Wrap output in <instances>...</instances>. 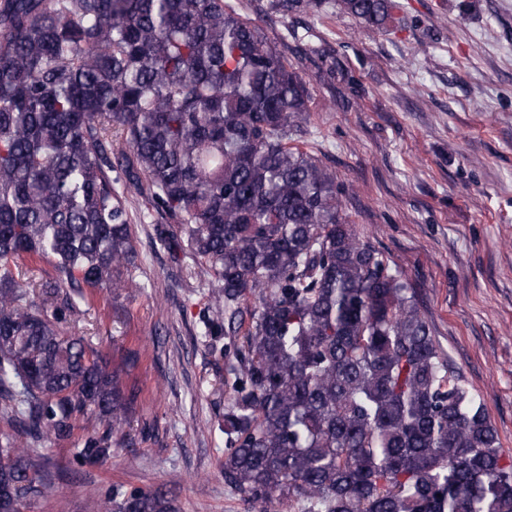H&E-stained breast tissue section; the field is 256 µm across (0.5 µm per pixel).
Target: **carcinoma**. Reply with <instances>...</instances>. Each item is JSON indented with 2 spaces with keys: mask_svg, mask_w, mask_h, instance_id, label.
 <instances>
[{
  "mask_svg": "<svg viewBox=\"0 0 512 512\" xmlns=\"http://www.w3.org/2000/svg\"><path fill=\"white\" fill-rule=\"evenodd\" d=\"M317 0H276L287 18ZM401 29L398 0H336ZM298 68L224 0H0V491L34 512L46 442L103 465L145 392L69 330L88 295L140 287L127 196L206 267L199 332L224 361V480L278 512H512V456L408 278L292 144ZM55 277L35 286L29 262ZM97 512H178L162 488Z\"/></svg>",
  "mask_w": 512,
  "mask_h": 512,
  "instance_id": "carcinoma-1",
  "label": "carcinoma"
}]
</instances>
